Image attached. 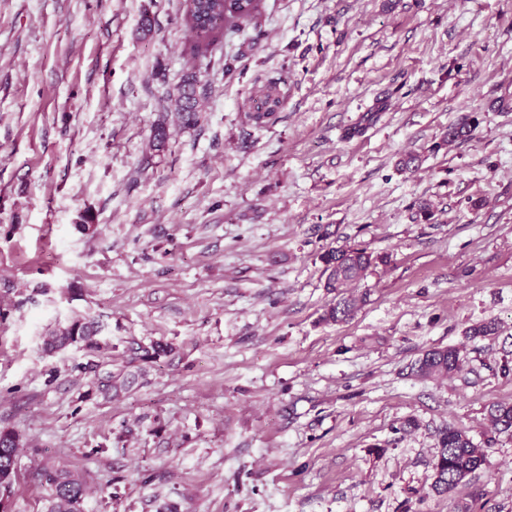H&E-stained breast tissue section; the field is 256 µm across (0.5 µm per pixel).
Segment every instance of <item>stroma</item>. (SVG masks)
<instances>
[{
  "label": "stroma",
  "mask_w": 512,
  "mask_h": 512,
  "mask_svg": "<svg viewBox=\"0 0 512 512\" xmlns=\"http://www.w3.org/2000/svg\"><path fill=\"white\" fill-rule=\"evenodd\" d=\"M261 24L230 80L242 36L193 56L181 0H0L11 512H49L53 468L85 478L83 512H512V434L486 420L512 403V0H266ZM187 72L199 122L146 156ZM356 245L381 258L367 301L327 321L321 256ZM85 315L112 353L43 354ZM489 320L496 338L466 336ZM134 339L171 350L140 361ZM448 347L473 383L411 374ZM108 371L137 380L107 399ZM451 424L493 444L438 495Z\"/></svg>",
  "instance_id": "35a3bbf8"
}]
</instances>
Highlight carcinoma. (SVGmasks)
I'll list each match as a JSON object with an SVG mask.
<instances>
[{
	"instance_id": "carcinoma-1",
	"label": "carcinoma",
	"mask_w": 512,
	"mask_h": 512,
	"mask_svg": "<svg viewBox=\"0 0 512 512\" xmlns=\"http://www.w3.org/2000/svg\"><path fill=\"white\" fill-rule=\"evenodd\" d=\"M265 0H183V22L190 38L191 49L197 54L208 52L212 41L228 30L246 35V42L253 44L262 36L260 19ZM252 26L256 35L247 34ZM163 110L171 113L177 124L193 127L198 122L199 94L198 78L186 74L163 97ZM168 124L158 121L151 134V147L160 152L168 141ZM329 271L325 287L336 290L339 300L327 310L326 317L338 322L351 316L356 300L347 295V289L354 287L363 273L376 262L372 253L364 247L330 249L321 256ZM102 324L95 318L75 317L64 325L52 330L44 341V349L55 351L67 346H79L91 354H101L112 349V344L101 336ZM499 335L497 323L493 320L475 324L467 330L470 339H486ZM139 359H155L167 352L159 343L150 346L141 344L132 348ZM411 370L421 378L448 377L464 370V358L460 350L433 348L417 359ZM136 381L128 373L112 376L107 372L98 379V390L108 397L121 390H127ZM488 420L495 434L512 432V404L497 403L489 407ZM492 439L480 445L473 442L466 431L448 425L442 428L438 437V453L433 465L434 481L432 490L445 495L455 489L467 476L479 469L486 460V446ZM20 446L19 435L12 430H0V467L9 458H17ZM45 482L52 491L54 500L51 512H82L86 485L82 478L64 468L48 470Z\"/></svg>"
}]
</instances>
